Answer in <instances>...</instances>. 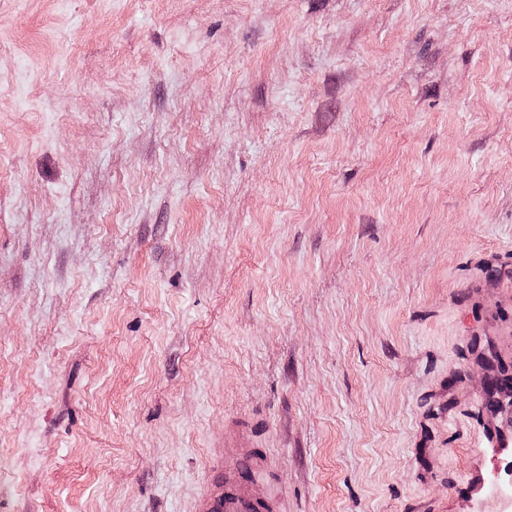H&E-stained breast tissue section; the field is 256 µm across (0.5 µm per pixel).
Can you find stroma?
<instances>
[{
	"label": "stroma",
	"mask_w": 512,
	"mask_h": 512,
	"mask_svg": "<svg viewBox=\"0 0 512 512\" xmlns=\"http://www.w3.org/2000/svg\"><path fill=\"white\" fill-rule=\"evenodd\" d=\"M512 0H0V512H512ZM246 446L228 445L224 441V469L222 483L203 503L200 512H275L277 503L254 497L249 492L250 478L261 469L265 460L251 455Z\"/></svg>",
	"instance_id": "stroma-1"
}]
</instances>
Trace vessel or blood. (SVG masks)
Returning a JSON list of instances; mask_svg holds the SVG:
<instances>
[{
    "label": "vessel or blood",
    "mask_w": 512,
    "mask_h": 512,
    "mask_svg": "<svg viewBox=\"0 0 512 512\" xmlns=\"http://www.w3.org/2000/svg\"><path fill=\"white\" fill-rule=\"evenodd\" d=\"M262 465V459L244 447L225 446L223 480L201 512H275L277 504L273 499L257 498L249 492L250 478Z\"/></svg>",
    "instance_id": "b4317fda"
}]
</instances>
